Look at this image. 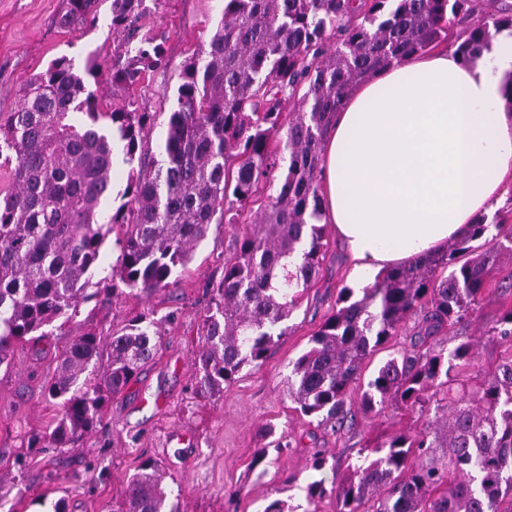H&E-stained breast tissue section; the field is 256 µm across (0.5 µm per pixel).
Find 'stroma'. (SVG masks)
<instances>
[{
  "label": "stroma",
  "instance_id": "1",
  "mask_svg": "<svg viewBox=\"0 0 512 512\" xmlns=\"http://www.w3.org/2000/svg\"><path fill=\"white\" fill-rule=\"evenodd\" d=\"M223 9L224 0H164L145 19V31L166 29L171 58L167 71L135 92L141 106L157 114L152 139L164 131L183 63ZM66 10L67 0H0V112L13 111L26 82L58 56L72 58L79 69L92 58L111 59V0H104L98 24L89 31L61 27ZM235 233L230 225H211L170 288L115 297L108 282L92 277L71 321L50 327L45 341L15 347L10 365L0 366V512H53L57 505L64 512H112L149 457L164 467V483L178 496L181 512H263L276 499L287 501L293 512H305L309 482L320 479L335 487L364 459H375L377 446L419 430L423 420L415 412L391 405L363 410L357 384L351 389V416L338 431L303 415L288 397L293 362L335 308L339 289L357 285L331 228L319 280L289 319L288 333L260 366L244 368L223 395L212 400L195 395L200 316ZM510 308L512 261L504 257L465 320L437 338L449 350L472 343L474 361L462 379L512 357V340L490 332ZM139 314L161 323L163 346L156 358L112 397L101 424L78 447H41L38 436L50 432L59 415L45 392L59 353L86 331L106 335ZM260 448L267 457L257 465L253 457ZM316 453L326 460L318 472L310 468Z\"/></svg>",
  "mask_w": 512,
  "mask_h": 512
}]
</instances>
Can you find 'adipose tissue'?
<instances>
[{
  "label": "adipose tissue",
  "mask_w": 512,
  "mask_h": 512,
  "mask_svg": "<svg viewBox=\"0 0 512 512\" xmlns=\"http://www.w3.org/2000/svg\"><path fill=\"white\" fill-rule=\"evenodd\" d=\"M507 71L505 32L477 62L412 53L352 89L323 142L320 221L360 281L446 249L500 202L512 181Z\"/></svg>",
  "instance_id": "ef3b65f1"
}]
</instances>
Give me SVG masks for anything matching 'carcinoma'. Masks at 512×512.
Returning a JSON list of instances; mask_svg holds the SVG:
<instances>
[{
    "label": "carcinoma",
    "instance_id": "1",
    "mask_svg": "<svg viewBox=\"0 0 512 512\" xmlns=\"http://www.w3.org/2000/svg\"><path fill=\"white\" fill-rule=\"evenodd\" d=\"M101 0H69L61 26L99 18ZM158 0H112L113 50L107 74L55 58L29 80L12 112L0 113V365L14 347L76 314L105 240L119 225L112 294L149 293L179 280L210 225L239 224L266 196L254 227L234 240L201 316L203 344L195 391L221 395L240 371L262 364L304 294L319 280L328 248L318 223L322 146L351 88L408 53L449 40L476 0H227L224 13L181 69L158 160L145 148L154 113L128 98L106 110L84 77L131 92L165 70L166 31L142 33ZM512 5L468 27L452 43L473 62L503 31ZM297 111L283 112L285 101ZM128 167L123 190L112 172ZM120 204L112 206L113 199ZM512 225L479 219L468 234L413 264L382 272L336 309L292 364L288 396L306 416L340 430L362 367L416 315L418 345L389 354L360 396L365 410L385 404L426 414L433 391L448 401L415 434L381 445L382 455L335 488L337 512H502L512 494V358L467 383L458 371L473 356L463 342L447 353L433 338L460 322L486 288ZM512 338V308L492 327ZM162 346L157 322L135 317L109 336L84 332L61 353L47 384L60 418L44 448H71L92 433L105 404ZM323 481L306 487L318 512ZM118 512H179L159 465L145 460Z\"/></svg>",
    "mask_w": 512,
    "mask_h": 512
}]
</instances>
